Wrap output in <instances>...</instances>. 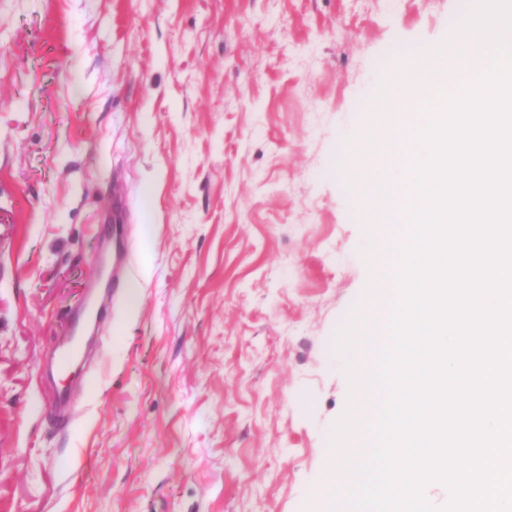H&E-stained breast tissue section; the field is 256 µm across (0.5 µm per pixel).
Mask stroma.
Segmentation results:
<instances>
[{"mask_svg":"<svg viewBox=\"0 0 512 512\" xmlns=\"http://www.w3.org/2000/svg\"><path fill=\"white\" fill-rule=\"evenodd\" d=\"M466 6L0 0V512H315L374 282L344 142Z\"/></svg>","mask_w":512,"mask_h":512,"instance_id":"1","label":"stroma"}]
</instances>
